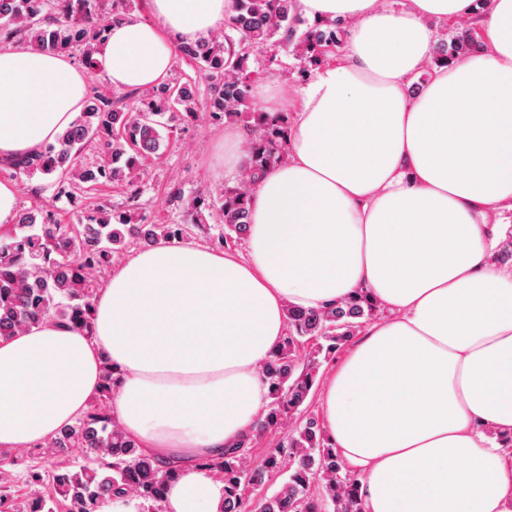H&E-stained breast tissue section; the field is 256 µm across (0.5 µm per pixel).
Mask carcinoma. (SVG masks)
Instances as JSON below:
<instances>
[{"instance_id":"1","label":"carcinoma","mask_w":512,"mask_h":512,"mask_svg":"<svg viewBox=\"0 0 512 512\" xmlns=\"http://www.w3.org/2000/svg\"><path fill=\"white\" fill-rule=\"evenodd\" d=\"M134 0H11L0 9V42L21 43L46 55H67L93 78L97 55L111 26L132 17ZM304 22L297 0H235L234 14L220 35L177 44L175 57L192 63L209 85L200 104L196 81H163L146 94L90 85L79 117L39 152L3 161V167L49 178L52 199L74 204L72 223L35 203L17 212L0 243V338L19 336L47 320L89 329L94 321L96 276L134 237L148 248L161 240L178 243L183 224H157L132 208L118 216L105 207L83 206L84 195L100 185L138 191L151 163L166 153L171 134L201 118L215 124L243 123L250 134L248 159L235 186L215 188L186 200L196 229L210 234L208 221L222 225L218 244L244 240L251 231L250 198L264 174L284 157L287 113L274 115L251 106L253 83L262 65L249 69L259 50L282 51L296 61L302 79L309 68L339 53L346 23L340 19ZM446 47L429 57L420 81L436 67L478 54L483 44L471 34L440 39ZM133 101L134 105L127 104ZM92 144L95 165L80 159ZM378 311L364 292L320 308L287 309V333L262 369L267 413L238 445L196 460L195 467L224 480L219 512H363L359 475L348 470L323 427L304 413L322 364L361 331ZM115 378L104 368L101 389L83 415L46 443L34 445L49 469L26 470L28 497L13 512H97L115 496L142 501V512H164L168 484L176 468L145 454L112 417ZM284 434L279 447L257 461L253 441L270 431ZM18 458H0V506L8 501ZM285 479L270 496L263 493L274 475Z\"/></svg>"}]
</instances>
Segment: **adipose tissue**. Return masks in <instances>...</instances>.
I'll return each mask as SVG.
<instances>
[{
    "mask_svg": "<svg viewBox=\"0 0 512 512\" xmlns=\"http://www.w3.org/2000/svg\"><path fill=\"white\" fill-rule=\"evenodd\" d=\"M151 21L112 25L103 72L153 87L174 46L223 27L235 0H149ZM342 19L337 62L301 92L287 159L252 197L245 256L161 242L115 265L92 331L47 321L0 339V448L72 424L116 377V417L145 454L182 462L167 512H219L224 483L194 460L264 415L262 367L286 308L367 291L385 315L321 393L325 432L362 476L365 512H512V0H491L485 49L434 69L431 21L472 0H298ZM84 71L65 56L0 48V159L36 153L79 115ZM246 134L216 161L237 177Z\"/></svg>",
    "mask_w": 512,
    "mask_h": 512,
    "instance_id": "obj_1",
    "label": "adipose tissue"
}]
</instances>
